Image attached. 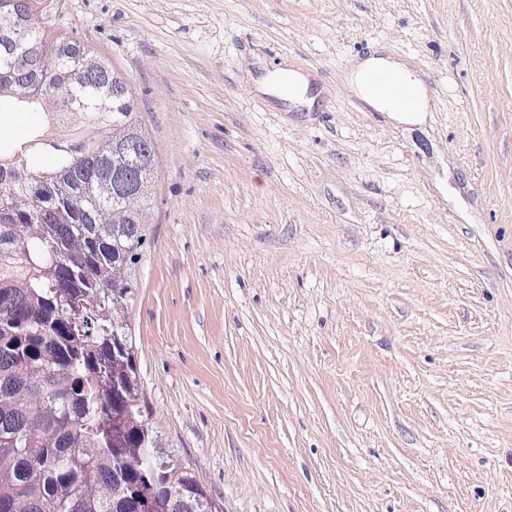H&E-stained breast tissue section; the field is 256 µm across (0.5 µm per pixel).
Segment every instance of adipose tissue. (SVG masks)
<instances>
[{
    "label": "adipose tissue",
    "mask_w": 512,
    "mask_h": 512,
    "mask_svg": "<svg viewBox=\"0 0 512 512\" xmlns=\"http://www.w3.org/2000/svg\"><path fill=\"white\" fill-rule=\"evenodd\" d=\"M380 69L392 71L408 83L412 84L416 81L412 72L384 54L377 53L364 59L350 77L359 95L373 108L390 113L391 117L399 122L406 124L421 122L423 116L420 110L406 109L400 102L391 98L378 96L373 92L369 82V76L372 72Z\"/></svg>",
    "instance_id": "ef3b65f1"
}]
</instances>
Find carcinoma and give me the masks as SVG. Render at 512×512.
Returning <instances> with one entry per match:
<instances>
[{"instance_id": "cac0c4a2", "label": "carcinoma", "mask_w": 512, "mask_h": 512, "mask_svg": "<svg viewBox=\"0 0 512 512\" xmlns=\"http://www.w3.org/2000/svg\"><path fill=\"white\" fill-rule=\"evenodd\" d=\"M27 0L42 66L83 126L0 151V512H221L193 471L163 456L146 414L128 311L149 243L157 153L123 72L82 70ZM14 98L46 97L14 73ZM45 166L30 170L28 157Z\"/></svg>"}]
</instances>
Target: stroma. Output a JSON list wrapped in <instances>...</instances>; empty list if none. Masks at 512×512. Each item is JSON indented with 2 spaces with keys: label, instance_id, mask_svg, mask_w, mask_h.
Wrapping results in <instances>:
<instances>
[{
  "label": "stroma",
  "instance_id": "1",
  "mask_svg": "<svg viewBox=\"0 0 512 512\" xmlns=\"http://www.w3.org/2000/svg\"><path fill=\"white\" fill-rule=\"evenodd\" d=\"M158 168L131 312L163 450L224 512H512V0H47ZM407 125L349 81L373 52ZM305 109L260 92L282 64ZM46 123L0 98V148ZM393 72L401 79L417 87L419 91L421 90L423 99L425 98L424 89L412 72L381 52L364 59L351 74L350 80L356 87L359 95L373 108L390 113L393 119L401 123H420L423 119L421 114L423 113V104L419 109L415 110H409L403 106L404 104L409 108H413L417 105L418 95L415 87L402 82ZM371 73L370 82L375 93L378 95L392 93L402 104L391 98L377 96L369 82V75Z\"/></svg>",
  "mask_w": 512,
  "mask_h": 512
}]
</instances>
